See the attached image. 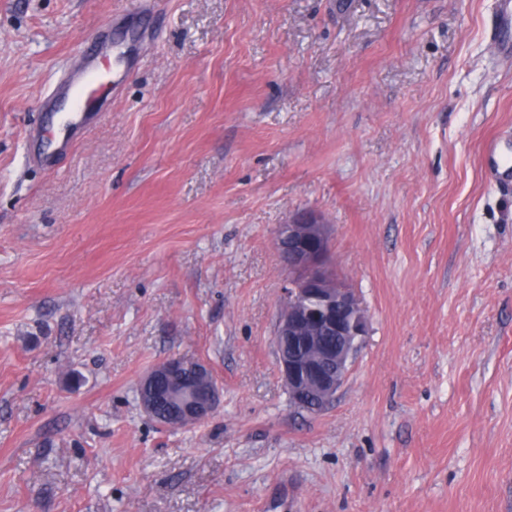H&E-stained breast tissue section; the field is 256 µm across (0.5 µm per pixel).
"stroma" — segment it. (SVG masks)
<instances>
[{"label":"stroma","instance_id":"35a3bbf8","mask_svg":"<svg viewBox=\"0 0 512 512\" xmlns=\"http://www.w3.org/2000/svg\"><path fill=\"white\" fill-rule=\"evenodd\" d=\"M499 0H0V512H512V57ZM132 69L58 167L26 129L98 30ZM330 228L368 330L295 408L275 233ZM208 362L217 411L141 410ZM185 368L193 369L196 374L192 385L184 381L182 371ZM138 387L149 391L140 401L147 415L154 416L158 402L173 405V417L159 423L173 430L192 428L212 416L219 406L222 390L207 362L180 355L153 366L140 379Z\"/></svg>","mask_w":512,"mask_h":512}]
</instances>
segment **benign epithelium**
<instances>
[{
	"label": "benign epithelium",
	"mask_w": 512,
	"mask_h": 512,
	"mask_svg": "<svg viewBox=\"0 0 512 512\" xmlns=\"http://www.w3.org/2000/svg\"><path fill=\"white\" fill-rule=\"evenodd\" d=\"M328 228L321 215L305 211L280 225L276 237L278 247L289 251L284 265L293 273L274 336L280 372L293 395L312 391L315 411L335 398L367 330L359 296L328 267ZM138 387L148 391L140 401L147 415L154 416L161 401L173 405V417L161 423L173 430L207 420L221 397L210 365L180 355L153 366Z\"/></svg>",
	"instance_id": "7a95c632"
}]
</instances>
